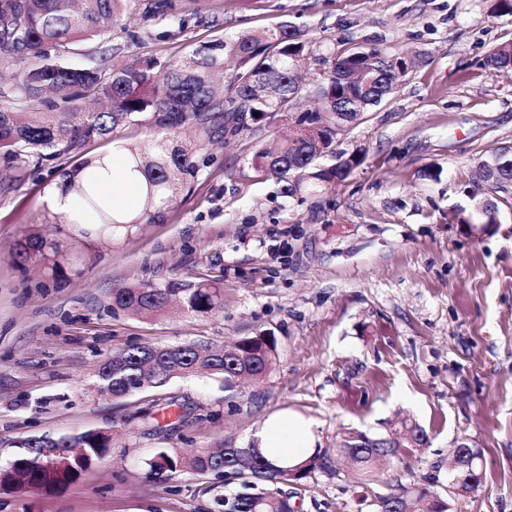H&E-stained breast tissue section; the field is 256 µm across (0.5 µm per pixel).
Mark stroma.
<instances>
[{
  "label": "stroma",
  "mask_w": 512,
  "mask_h": 512,
  "mask_svg": "<svg viewBox=\"0 0 512 512\" xmlns=\"http://www.w3.org/2000/svg\"><path fill=\"white\" fill-rule=\"evenodd\" d=\"M177 22L133 0L108 45L118 60L183 55L193 43L290 24L315 54L376 43L417 64L395 94L336 144L365 160L331 192L293 208L251 160L273 146L278 119L215 136L203 173L164 222L110 247L100 227L48 224L46 168L0 175V466L17 441L102 428L112 451L61 494L0 491V512H209V479H144L157 448L249 446L270 417L309 420L320 448L344 432L427 441L400 447L362 484L350 462L297 489L298 512H377L395 486L445 493L448 457L479 448L484 479L450 512H512V184L490 190L497 224L475 237L451 222L483 155L512 146V73L483 61L512 41L493 0H172ZM205 8L212 28L197 26ZM68 233L76 264L52 280L18 267L31 231ZM224 282V310L144 320L112 312L120 285ZM272 333L277 356L260 382L200 377L121 401L99 394L102 359L143 343L228 345Z\"/></svg>",
  "instance_id": "1"
}]
</instances>
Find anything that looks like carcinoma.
<instances>
[{"instance_id": "1", "label": "carcinoma", "mask_w": 512, "mask_h": 512, "mask_svg": "<svg viewBox=\"0 0 512 512\" xmlns=\"http://www.w3.org/2000/svg\"><path fill=\"white\" fill-rule=\"evenodd\" d=\"M133 0H0V69H10L15 57L27 65L13 72L12 81L0 86V166L9 182L22 181L34 171L67 157L74 161L51 186L72 195L81 214L75 224H99L107 236H127L141 224H157L180 202L185 183L197 178L209 157L204 155L219 127L236 136L250 125L283 112L298 123L309 122L315 131L299 136L288 132L272 151L253 157L256 169L280 184L283 196L302 205L311 196L328 192L345 180L361 159L336 152V127L356 125L370 108L393 95L405 78L396 73L395 52L374 44L352 45L317 58L325 67L321 81L305 86L299 73L303 60L311 59L309 41L292 25L265 33L222 37L193 46L180 58L135 56L114 64L104 36L121 22ZM81 55V66L72 58ZM484 68L512 69V42L493 48ZM216 71L231 72L224 88L214 83ZM259 116H254V113ZM148 123L157 133L147 142L130 146L123 158L126 170L141 177V203L128 214L108 204L98 169L106 156L84 157L87 143L110 140L129 124ZM192 125L195 141L186 144L181 129ZM335 163L324 166L323 157ZM512 182V152L496 149L478 164L477 180L463 189L466 206L453 209L458 224H496L498 204L485 187ZM17 260L41 264L56 279L67 276L68 248L60 238L39 234L19 245ZM192 316L224 311V284L197 282L139 283L112 289V310L151 318L168 310L173 297ZM277 343L269 332L237 341L229 348L202 345H136L103 359L96 373L98 392L114 399L167 385L175 378L207 374L230 387L247 378L262 380L276 360ZM346 446L336 452L349 456L367 477L382 457L397 448L374 444L359 431L345 436ZM7 466L0 469V491L20 493L31 489L61 491L75 483L94 463L111 451L103 429H87L71 436L42 435L18 442ZM149 482H167L190 472L213 476L224 485L238 484L213 498L214 512H292V496L283 490L319 473L338 474L327 449L296 462L290 476L273 466L280 458L255 448L241 454L236 448H157L144 461ZM451 476L471 493L478 490L483 468L474 464L457 468ZM407 499L394 502L379 497L383 512H447L427 487L403 488Z\"/></svg>"}]
</instances>
